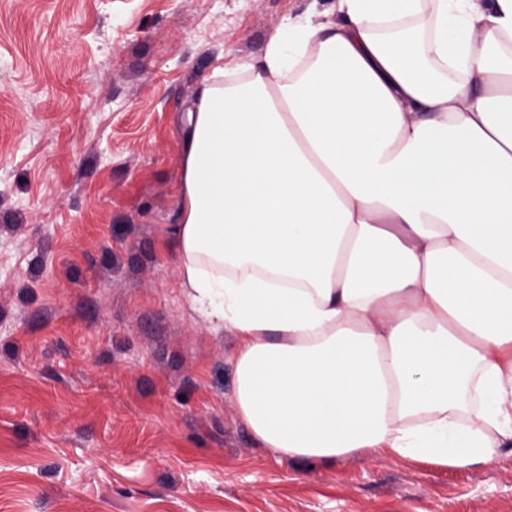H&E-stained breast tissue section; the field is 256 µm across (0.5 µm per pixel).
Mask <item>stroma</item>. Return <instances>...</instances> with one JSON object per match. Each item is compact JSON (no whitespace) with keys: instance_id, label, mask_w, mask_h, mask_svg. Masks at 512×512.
I'll list each match as a JSON object with an SVG mask.
<instances>
[{"instance_id":"stroma-1","label":"stroma","mask_w":512,"mask_h":512,"mask_svg":"<svg viewBox=\"0 0 512 512\" xmlns=\"http://www.w3.org/2000/svg\"><path fill=\"white\" fill-rule=\"evenodd\" d=\"M336 0H0V512H512V447L288 458L170 235L203 78Z\"/></svg>"}]
</instances>
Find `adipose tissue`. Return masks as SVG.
I'll return each mask as SVG.
<instances>
[{
	"label": "adipose tissue",
	"mask_w": 512,
	"mask_h": 512,
	"mask_svg": "<svg viewBox=\"0 0 512 512\" xmlns=\"http://www.w3.org/2000/svg\"><path fill=\"white\" fill-rule=\"evenodd\" d=\"M204 79L172 246L263 447L512 446V0H337Z\"/></svg>",
	"instance_id": "1"
}]
</instances>
